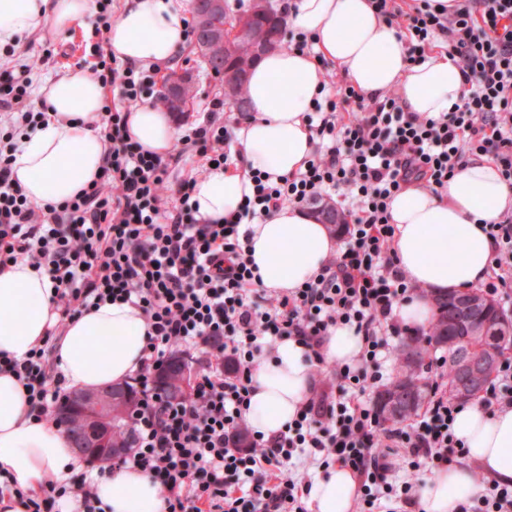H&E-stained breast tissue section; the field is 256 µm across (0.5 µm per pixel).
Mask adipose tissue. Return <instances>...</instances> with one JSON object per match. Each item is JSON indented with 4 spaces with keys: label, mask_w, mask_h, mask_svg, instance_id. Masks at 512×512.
I'll use <instances>...</instances> for the list:
<instances>
[{
    "label": "adipose tissue",
    "mask_w": 512,
    "mask_h": 512,
    "mask_svg": "<svg viewBox=\"0 0 512 512\" xmlns=\"http://www.w3.org/2000/svg\"><path fill=\"white\" fill-rule=\"evenodd\" d=\"M288 23L313 36L311 54L274 50L251 68L247 80L249 120L234 129V147L244 158L238 167L210 170L197 179L192 198L203 216L237 213L252 194V172L270 181L298 170L313 150L307 114L324 80V63L370 94L397 89L405 111H451L463 86L446 51L411 61L395 28L378 19L368 0H292ZM90 0H0V46L47 26L62 31L85 18ZM181 0H126L113 18L110 48L136 66L171 61L185 44ZM39 94L51 119L22 140L14 166L28 200L60 204L90 188L108 144L91 124L103 103V90L76 69L48 78ZM128 133L145 149L166 154L177 128L168 112L150 103L132 110ZM512 211V183L487 157L471 158L439 192L418 185L397 193L391 203L396 226L397 263L426 296L404 303L398 314L413 326H429L430 296L462 292L482 283L494 250L483 227ZM253 258L264 287L291 289L316 276L337 249L328 225L288 205L254 225ZM54 283L46 271L18 262L0 273V352L23 357L55 323ZM147 328L139 309L106 303L70 322L58 340L54 363L74 390L92 391L124 383L141 365ZM254 389L244 416L264 435L284 430L306 401L312 384L304 348L278 343L257 362ZM24 387L0 373V471H10L25 488L42 491L83 472L68 434L48 417L35 418ZM463 440L462 457L425 479L424 512H453L475 498L476 473L512 479V411L491 412L482 404L461 406L453 425ZM96 492L110 512H163L150 477L134 469L94 475ZM358 481L335 467L320 475L310 491L312 512H351Z\"/></svg>",
    "instance_id": "obj_1"
}]
</instances>
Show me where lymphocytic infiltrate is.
<instances>
[{
	"mask_svg": "<svg viewBox=\"0 0 512 512\" xmlns=\"http://www.w3.org/2000/svg\"><path fill=\"white\" fill-rule=\"evenodd\" d=\"M112 0H95L89 18L97 61L90 77L116 93L96 123L110 144L94 184L64 204L32 205L15 176L16 138L50 118L31 100L37 60L0 66V272L25 261L46 270L56 288L51 338L23 358L0 353V372L25 388L31 412L48 415L64 397L54 368L53 336L107 302L140 309L149 336L133 381L144 399L135 410L132 449L124 466L148 474L164 512H306L311 479L286 473L292 460L340 466L357 477L360 512H414L422 472L462 455L448 398V365L433 357L424 409L407 424L384 427L371 399L384 387L393 342L425 331L396 310L426 291L395 262L390 202L412 185L438 189L470 157L484 155L512 182V0H369L376 16L396 27L410 60L438 40L456 57L464 87L453 111H404L397 90L365 94L328 79L313 104L314 148L303 169L269 181L256 172L254 192L236 216H202L191 200L199 175L177 183L169 171L186 156L205 166L236 164L224 100L214 97L203 121L188 124L166 155L144 150L128 133L132 104L158 102L161 67L141 72L106 53ZM323 199L347 221L342 245L320 273L300 287L268 290L252 270L247 225L280 208ZM494 258L483 294L512 299V213L484 227ZM361 336L356 357L325 368L322 348L332 329ZM292 340L305 348L313 384L285 431H254L243 416L252 392L255 356ZM192 354L200 378L185 398L156 394L153 375L171 349ZM476 505L459 512H512V482L478 475ZM25 512H103L88 473L41 493L0 474V499Z\"/></svg>",
	"mask_w": 512,
	"mask_h": 512,
	"instance_id": "f902f5d3",
	"label": "lymphocytic infiltrate"
}]
</instances>
